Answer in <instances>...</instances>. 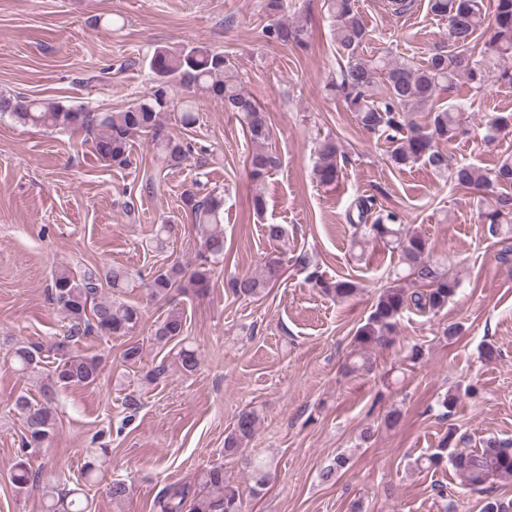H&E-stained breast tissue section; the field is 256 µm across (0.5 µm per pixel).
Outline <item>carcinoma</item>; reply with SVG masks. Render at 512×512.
<instances>
[{
	"label": "carcinoma",
	"instance_id": "cac0c4a2",
	"mask_svg": "<svg viewBox=\"0 0 512 512\" xmlns=\"http://www.w3.org/2000/svg\"><path fill=\"white\" fill-rule=\"evenodd\" d=\"M334 18L333 38L336 53L346 59L332 87L344 99L349 111L356 114L358 124L369 135L388 144L387 153L393 166L402 169L425 160L439 171L448 169V157L438 150L442 142L454 140L460 132L465 108L450 103L445 108L433 107V100L442 91L453 92L456 82L465 80L474 94L485 90L490 78L512 87V0H495L494 10L487 12L484 0H430V11L448 21L447 52L437 51L425 63L395 59L385 54L364 59L356 53L366 37V29L354 0H330ZM268 38L302 47L307 42V25L297 18L290 23H278L263 31ZM149 68L155 75L153 86L145 97L115 112H90L81 106H64L44 99L26 100L0 95V116L8 115L23 126L44 127L58 132L84 131L94 135L98 158L118 167L128 165L130 142L143 135L151 136L155 160L163 169H176L191 151V144L165 133L164 115L176 111L182 127H193L198 120L197 98L213 97L222 101L224 111L232 113L242 123L253 147L248 157L252 180L261 181L279 168L280 158L267 149L273 138V128L267 111L234 79V58L202 45L183 44L176 48L161 47L154 51ZM428 111L425 123L416 120L415 113ZM512 129V111L496 112L486 122V138ZM340 146L326 137L316 148L313 178L323 187L339 182L337 155ZM453 185L474 193L490 195L498 188H512V161L503 160L488 171L471 164L451 168ZM182 209L192 214L199 234V262L188 271L177 262L150 277L134 279L129 272L114 266L100 276L89 270L80 276L65 268L52 278L50 301L67 320V336L47 348L40 342H15L7 350L22 375L40 382L42 401L31 400L22 393L14 402L23 419L25 434L23 449L40 448L50 442L58 426L51 406L56 390L74 386H89L99 377L101 358L87 356L73 349V344L95 334L108 338H125L123 363L135 366L142 360V346L131 340L143 322L140 306L127 303L120 295L128 288H142L154 302L167 301L183 280L198 292L209 288L212 272L224 263V196L210 193L204 197L186 189L181 194ZM512 199L504 197L482 213L485 223L493 226L506 221L505 209ZM358 221H350L364 235L387 244L398 252L399 262L422 287L408 290L402 285L382 290L372 305L366 323L358 329L355 343L367 350L392 340L397 319L409 308L436 313L448 305L457 283L440 273L428 260L426 239L405 229L399 216L380 210L373 223H365L371 202H357ZM283 275L280 257H268L259 275L241 274L230 277L228 288L233 295L260 298ZM309 280L314 287L334 298L347 299L358 291L351 280L327 281L313 271ZM112 289V296L101 295L100 288ZM185 322L178 310L168 312L155 326L159 341H172L184 335ZM256 426V415L243 411L224 438V454L238 457L243 468L254 475L252 493L259 495L271 479V463L259 456L244 454ZM463 436L448 428L435 452L423 462L436 467L448 461L463 478L468 488L484 493L495 479H512V445L495 438L483 440L482 447L463 452L457 445ZM108 449L102 448L87 456L82 467L84 482L94 484L105 477ZM349 463L341 453L320 472L327 483ZM11 482L19 490L39 483L28 458L18 459L11 473ZM112 503L120 506L130 495V487L121 479L106 485ZM159 512H242L238 490L225 480L224 467L213 466L203 472L194 484H172L157 498ZM44 512H91V504L81 484L73 488L46 493Z\"/></svg>",
	"mask_w": 512,
	"mask_h": 512
}]
</instances>
